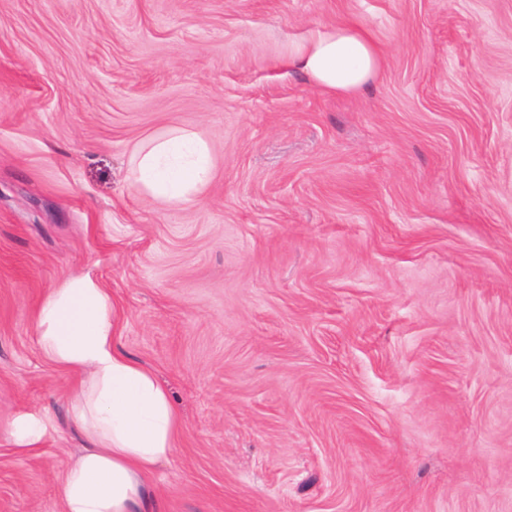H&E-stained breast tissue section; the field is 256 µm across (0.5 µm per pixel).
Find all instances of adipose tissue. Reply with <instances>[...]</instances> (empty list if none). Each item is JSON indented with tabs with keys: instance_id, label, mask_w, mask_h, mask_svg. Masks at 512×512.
Returning a JSON list of instances; mask_svg holds the SVG:
<instances>
[{
	"instance_id": "adipose-tissue-1",
	"label": "adipose tissue",
	"mask_w": 512,
	"mask_h": 512,
	"mask_svg": "<svg viewBox=\"0 0 512 512\" xmlns=\"http://www.w3.org/2000/svg\"><path fill=\"white\" fill-rule=\"evenodd\" d=\"M380 45L357 23L312 29L289 60L328 94L362 89L383 65ZM136 186L188 202L210 179L207 143L178 129L134 151ZM39 350L76 377L67 414L86 446L65 469L62 512H153L145 478L176 447L181 418L155 374L116 343L112 294L85 275L51 289L34 309Z\"/></svg>"
}]
</instances>
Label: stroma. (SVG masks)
I'll return each mask as SVG.
<instances>
[{
  "mask_svg": "<svg viewBox=\"0 0 512 512\" xmlns=\"http://www.w3.org/2000/svg\"><path fill=\"white\" fill-rule=\"evenodd\" d=\"M342 21L385 65L330 95L288 60ZM175 129L212 178L161 203ZM84 273L181 416L158 512H512V0H0V512H61L33 309ZM132 170L136 186L147 196L188 202L210 179V150L195 133L178 129L148 149H135ZM51 426L50 418L43 415L27 414L18 417L12 425V435L21 451L38 446Z\"/></svg>",
  "mask_w": 512,
  "mask_h": 512,
  "instance_id": "stroma-1",
  "label": "stroma"
}]
</instances>
